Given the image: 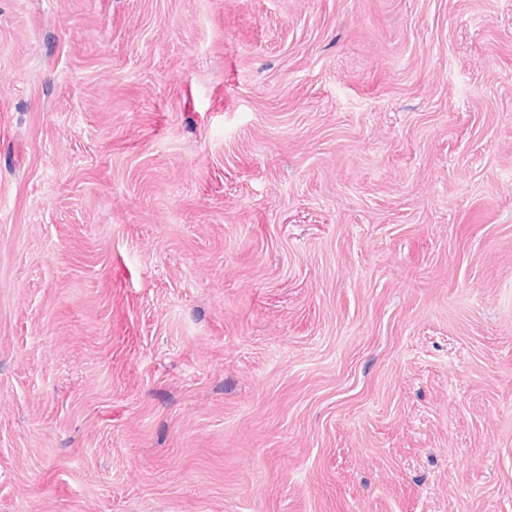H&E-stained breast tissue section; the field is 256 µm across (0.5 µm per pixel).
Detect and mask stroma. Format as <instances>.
Segmentation results:
<instances>
[{"mask_svg": "<svg viewBox=\"0 0 512 512\" xmlns=\"http://www.w3.org/2000/svg\"><path fill=\"white\" fill-rule=\"evenodd\" d=\"M0 512H512V0H0Z\"/></svg>", "mask_w": 512, "mask_h": 512, "instance_id": "35a3bbf8", "label": "stroma"}]
</instances>
